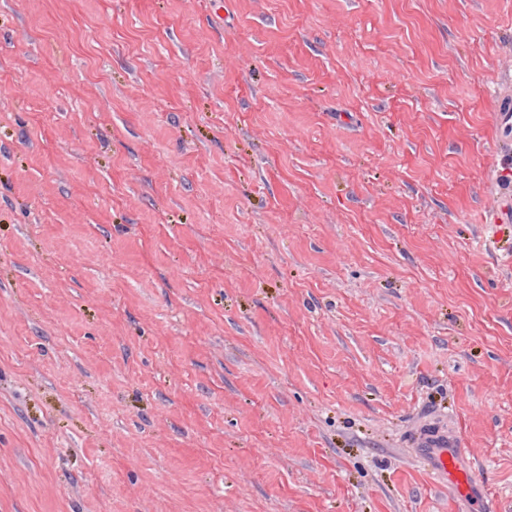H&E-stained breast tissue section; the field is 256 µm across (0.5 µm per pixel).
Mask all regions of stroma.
<instances>
[{
    "label": "stroma",
    "instance_id": "stroma-1",
    "mask_svg": "<svg viewBox=\"0 0 512 512\" xmlns=\"http://www.w3.org/2000/svg\"><path fill=\"white\" fill-rule=\"evenodd\" d=\"M507 94L512 0H0V512H512ZM420 459L430 468L434 476L443 482L455 483L463 496H473L469 465L448 437V432L440 429L420 431L415 440Z\"/></svg>",
    "mask_w": 512,
    "mask_h": 512
}]
</instances>
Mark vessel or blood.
I'll return each instance as SVG.
<instances>
[{
  "mask_svg": "<svg viewBox=\"0 0 512 512\" xmlns=\"http://www.w3.org/2000/svg\"><path fill=\"white\" fill-rule=\"evenodd\" d=\"M420 459L430 468L434 476L443 482L455 483L462 495H470L472 482L469 465L446 431L425 429L415 440Z\"/></svg>",
  "mask_w": 512,
  "mask_h": 512,
  "instance_id": "vessel-or-blood-1",
  "label": "vessel or blood"
}]
</instances>
